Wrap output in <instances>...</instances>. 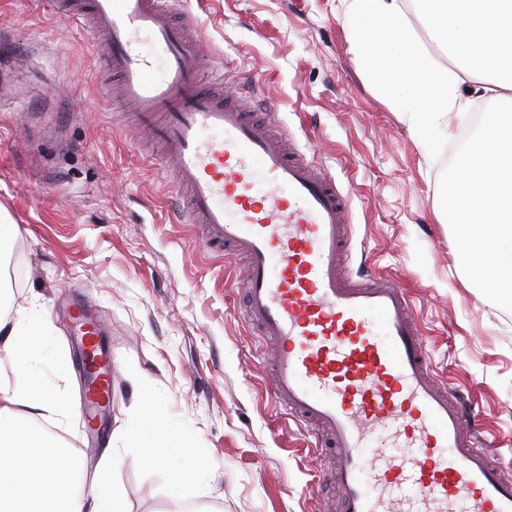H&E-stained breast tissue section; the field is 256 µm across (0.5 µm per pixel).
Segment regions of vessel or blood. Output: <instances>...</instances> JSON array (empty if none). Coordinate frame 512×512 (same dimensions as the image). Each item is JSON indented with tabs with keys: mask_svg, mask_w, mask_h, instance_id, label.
I'll return each mask as SVG.
<instances>
[{
	"mask_svg": "<svg viewBox=\"0 0 512 512\" xmlns=\"http://www.w3.org/2000/svg\"><path fill=\"white\" fill-rule=\"evenodd\" d=\"M172 0H66L103 50L99 96L149 130L186 223L248 264L244 316L272 342L268 389L336 451L337 512H512V478L468 431L438 379L412 302L352 267L347 194L315 158L272 132L242 94L206 78ZM93 389L111 388L101 343L79 341Z\"/></svg>",
	"mask_w": 512,
	"mask_h": 512,
	"instance_id": "1",
	"label": "vessel or blood"
}]
</instances>
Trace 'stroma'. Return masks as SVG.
<instances>
[{
  "mask_svg": "<svg viewBox=\"0 0 512 512\" xmlns=\"http://www.w3.org/2000/svg\"><path fill=\"white\" fill-rule=\"evenodd\" d=\"M175 12L195 18L225 90L274 104L288 140L351 193L354 267L407 290L438 375L512 475V301L459 274L457 229L437 216L461 140L490 107L481 85H466L470 116L432 160L364 80L339 0H177ZM1 30L21 54L5 82L24 94L0 111V215L18 254L0 305L37 314L48 353L17 369L0 335V379L81 399L69 316L83 301L112 356L111 398L96 431L77 414L41 425L88 466L111 452L129 512H167L173 472L193 467L186 492L209 512H327L328 450L271 400L243 317V263L181 220L166 167L97 93L88 33L48 0H0ZM60 353L75 362L65 377ZM148 405L170 426L157 463L124 448Z\"/></svg>",
  "mask_w": 512,
  "mask_h": 512,
  "instance_id": "obj_1",
  "label": "stroma"
}]
</instances>
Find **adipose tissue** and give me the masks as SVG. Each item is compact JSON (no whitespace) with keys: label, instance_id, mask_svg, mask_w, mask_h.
Listing matches in <instances>:
<instances>
[{"label":"adipose tissue","instance_id":"adipose-tissue-1","mask_svg":"<svg viewBox=\"0 0 512 512\" xmlns=\"http://www.w3.org/2000/svg\"><path fill=\"white\" fill-rule=\"evenodd\" d=\"M346 39L359 67L421 146L462 119L468 81L480 77L491 107L454 164L442 221L460 229L457 267L476 287L512 295V0H342ZM428 20L442 65L422 44L413 16ZM5 349L20 368L42 356L43 325L28 312L0 319ZM67 397L36 383L0 381V512H127L111 458L86 479L84 456L49 442L35 416L63 419Z\"/></svg>","mask_w":512,"mask_h":512}]
</instances>
